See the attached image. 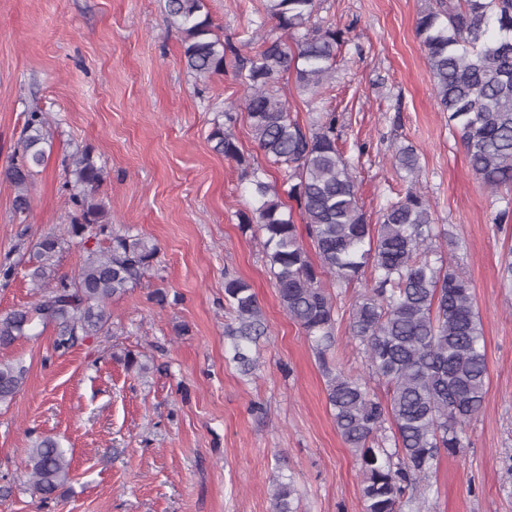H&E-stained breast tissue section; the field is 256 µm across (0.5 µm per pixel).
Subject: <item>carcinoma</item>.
Returning a JSON list of instances; mask_svg holds the SVG:
<instances>
[{
  "label": "carcinoma",
  "instance_id": "1",
  "mask_svg": "<svg viewBox=\"0 0 512 512\" xmlns=\"http://www.w3.org/2000/svg\"><path fill=\"white\" fill-rule=\"evenodd\" d=\"M168 22L183 33L187 68L200 79L224 72L231 53L246 88L239 105L220 112L209 134L212 149L240 166L253 199L244 229L260 237L266 265L281 307L302 330L321 361L327 401L342 441L356 453L364 475V512H400L408 489L429 479L441 450L463 447L462 431L483 406L488 366L483 329L469 278L443 259L433 262L440 232L429 200L417 186L419 158L401 146L395 166L412 178L405 194L369 223L359 202L356 175L338 146L336 114L313 110L302 125L279 93L280 80L294 75L300 95L316 102L331 78L342 33L317 19L318 0H265L272 29L236 47L214 30L206 0H166ZM416 34L426 52L442 111L456 122L471 170L492 190L512 184V0H441L421 11ZM247 114L252 137L265 161L282 174L266 180L263 166L249 162L233 128L237 111ZM48 119L31 112L20 141L19 160L0 173L15 188L14 209L30 205L33 169L46 160ZM72 206L64 233L48 234L35 247L28 277L38 298L0 315V347L31 335L34 324L55 328L54 350L65 354L94 336H108V305L126 294L152 266L153 243L118 234L96 198L104 180L90 151L70 159ZM288 189L281 190V185ZM303 217L316 259L305 248L293 208ZM108 238L102 250L86 249L74 276L56 273L65 245ZM370 273L352 305L350 334L364 347L372 374L389 398L382 402L366 379L327 364L336 342V303L324 286L331 277L349 288ZM224 303L234 322L224 329L232 361L243 374L255 370L252 345L267 325L252 285L239 277L224 281ZM28 368L20 360L0 361V404L22 389ZM392 438L378 439L385 423ZM392 441L390 452L385 442ZM32 493L56 498L71 479L72 458L51 437L28 449ZM295 488L280 482L272 512H296Z\"/></svg>",
  "mask_w": 512,
  "mask_h": 512
}]
</instances>
